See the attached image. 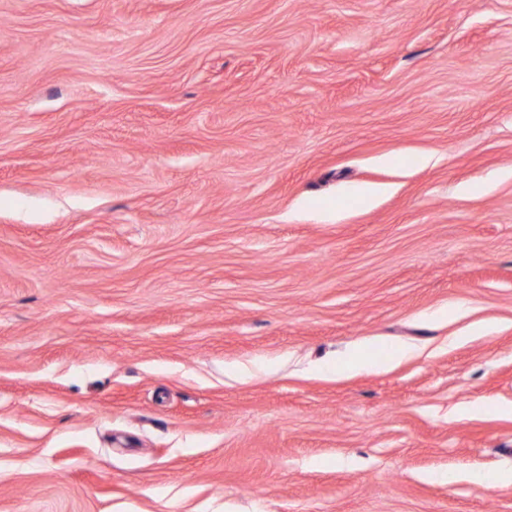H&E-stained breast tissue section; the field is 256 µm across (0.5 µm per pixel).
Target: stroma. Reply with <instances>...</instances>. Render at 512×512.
Segmentation results:
<instances>
[{"label":"stroma","instance_id":"stroma-1","mask_svg":"<svg viewBox=\"0 0 512 512\" xmlns=\"http://www.w3.org/2000/svg\"><path fill=\"white\" fill-rule=\"evenodd\" d=\"M0 512H512V0H0Z\"/></svg>","mask_w":512,"mask_h":512}]
</instances>
